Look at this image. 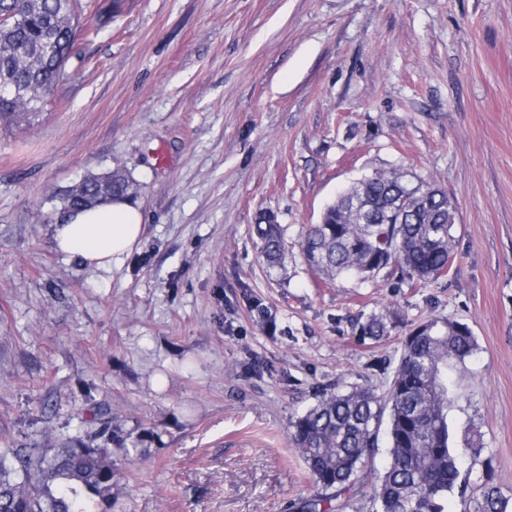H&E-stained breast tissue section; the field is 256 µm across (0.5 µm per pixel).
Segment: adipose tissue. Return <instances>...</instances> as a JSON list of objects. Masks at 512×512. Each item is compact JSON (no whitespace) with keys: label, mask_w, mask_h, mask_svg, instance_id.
<instances>
[{"label":"adipose tissue","mask_w":512,"mask_h":512,"mask_svg":"<svg viewBox=\"0 0 512 512\" xmlns=\"http://www.w3.org/2000/svg\"><path fill=\"white\" fill-rule=\"evenodd\" d=\"M142 232L139 205L128 198H114L59 217L53 226V241L58 251L108 271L123 263L139 243Z\"/></svg>","instance_id":"ef3b65f1"}]
</instances>
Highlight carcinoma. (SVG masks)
<instances>
[{"label": "carcinoma", "instance_id": "cac0c4a2", "mask_svg": "<svg viewBox=\"0 0 512 512\" xmlns=\"http://www.w3.org/2000/svg\"><path fill=\"white\" fill-rule=\"evenodd\" d=\"M77 0H0V81L14 93L0 97V121L29 120L63 82L73 55ZM140 185L117 167L90 174L61 191L60 213L88 208L103 196L125 197ZM455 206L448 193L396 170L353 183L328 204L323 223L307 226L301 241L310 269L329 280L361 282L380 274L425 285L446 275L455 261ZM261 251L283 265L281 225L258 224ZM385 317L359 324V336L380 341ZM476 349L460 322L430 320L402 342L386 388L325 389L290 425V439L308 469L315 492L300 512H341L350 492L370 484L372 512H448L458 495L461 512H512L495 482L492 459H480L482 435L464 431L451 446L448 404L455 395L448 368ZM386 442L384 471L368 468ZM115 472L101 445L0 448V512H90L97 498L112 497Z\"/></svg>", "mask_w": 512, "mask_h": 512}]
</instances>
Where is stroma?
<instances>
[{
    "instance_id": "1",
    "label": "stroma",
    "mask_w": 512,
    "mask_h": 512,
    "mask_svg": "<svg viewBox=\"0 0 512 512\" xmlns=\"http://www.w3.org/2000/svg\"><path fill=\"white\" fill-rule=\"evenodd\" d=\"M68 79L0 124V448L112 424L92 512H294L289 438L319 389L384 392L420 322L467 324L455 430L512 497V0H81ZM124 166L139 244L110 271L58 252L54 195ZM399 169L456 207L425 287L326 281L300 242L356 179ZM284 229L267 266L255 226ZM385 317L387 337L354 324Z\"/></svg>"
}]
</instances>
